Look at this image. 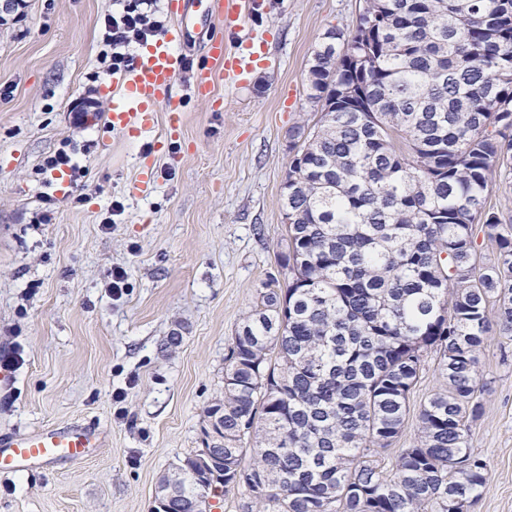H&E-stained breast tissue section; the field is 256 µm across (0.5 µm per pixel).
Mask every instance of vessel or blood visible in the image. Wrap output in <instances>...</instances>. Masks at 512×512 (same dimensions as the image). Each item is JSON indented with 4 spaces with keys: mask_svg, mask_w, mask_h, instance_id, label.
Masks as SVG:
<instances>
[{
    "mask_svg": "<svg viewBox=\"0 0 512 512\" xmlns=\"http://www.w3.org/2000/svg\"><path fill=\"white\" fill-rule=\"evenodd\" d=\"M197 2L167 0L172 19L170 29L143 47L132 68L113 73L115 95L109 114L112 128L141 135L155 127L160 112L164 111L168 114L170 135H177L181 114L171 90L183 68V58L175 47L185 41L190 15ZM207 56L210 67L199 70L191 85L192 93L197 96L213 95V67H220L225 78L241 82L257 61L250 40H239L236 46L229 48L220 35L211 38ZM99 443L98 430L83 425L43 426L24 436L1 434L0 471L17 472L37 461L82 459Z\"/></svg>",
    "mask_w": 512,
    "mask_h": 512,
    "instance_id": "obj_1",
    "label": "vessel or blood"
}]
</instances>
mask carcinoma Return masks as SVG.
Returning <instances> with one entry per match:
<instances>
[{"label": "carcinoma", "instance_id": "obj_1", "mask_svg": "<svg viewBox=\"0 0 512 512\" xmlns=\"http://www.w3.org/2000/svg\"><path fill=\"white\" fill-rule=\"evenodd\" d=\"M281 209L288 283H264L224 357L213 469L191 455L174 512L238 489L246 512H456L488 482L470 448L477 364L512 342V222L488 205L512 166V0H366L307 71ZM493 247L483 261L476 225ZM439 389L392 468L429 353Z\"/></svg>", "mask_w": 512, "mask_h": 512}]
</instances>
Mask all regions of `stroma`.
Segmentation results:
<instances>
[{
  "label": "stroma",
  "instance_id": "1",
  "mask_svg": "<svg viewBox=\"0 0 512 512\" xmlns=\"http://www.w3.org/2000/svg\"><path fill=\"white\" fill-rule=\"evenodd\" d=\"M363 4L259 0L242 23L258 64L246 83L218 77L199 99L188 87L209 37L235 40L224 24L195 26L179 49L174 139L161 124L139 137L109 126L100 25L121 0H24L0 21V355L20 356L0 381V432L80 422L102 434L84 460L0 473V512H152L162 476L201 448L233 336L264 283L288 278L276 263L288 132L320 117L308 62L328 28H354ZM60 151L67 186L45 166ZM149 151L155 185L139 197ZM47 207L52 221L35 223ZM115 267L129 273L118 298ZM501 341L490 330L479 358L485 414L470 445L490 482L470 512H512V345ZM438 386L426 368L384 460L415 443V415Z\"/></svg>",
  "mask_w": 512,
  "mask_h": 512
}]
</instances>
